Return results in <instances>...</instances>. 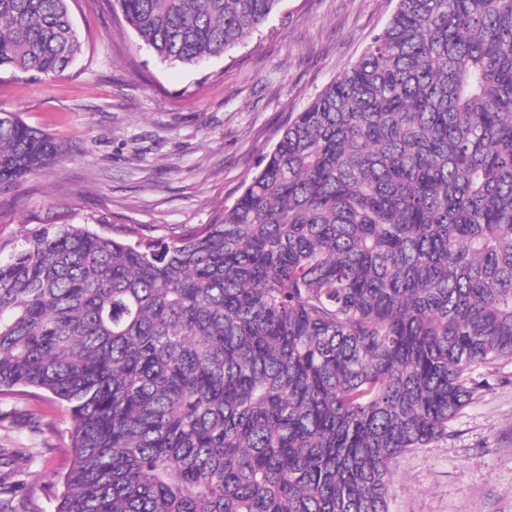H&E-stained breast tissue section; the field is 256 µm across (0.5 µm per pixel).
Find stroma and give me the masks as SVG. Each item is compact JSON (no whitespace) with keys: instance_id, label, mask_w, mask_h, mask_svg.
<instances>
[{"instance_id":"stroma-1","label":"stroma","mask_w":512,"mask_h":512,"mask_svg":"<svg viewBox=\"0 0 512 512\" xmlns=\"http://www.w3.org/2000/svg\"><path fill=\"white\" fill-rule=\"evenodd\" d=\"M397 0H281L257 31L198 66L159 62L111 0H72L85 42L60 76L0 73V113L63 142L49 169L0 193V236L48 212L101 214L161 236L232 205L289 119L357 61ZM486 387L446 437L400 456L388 512H512V361L472 367ZM72 415L40 392L0 394L10 512H55ZM22 448L26 457L15 456Z\"/></svg>"}]
</instances>
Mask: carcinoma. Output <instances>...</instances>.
Listing matches in <instances>:
<instances>
[{
    "instance_id": "carcinoma-1",
    "label": "carcinoma",
    "mask_w": 512,
    "mask_h": 512,
    "mask_svg": "<svg viewBox=\"0 0 512 512\" xmlns=\"http://www.w3.org/2000/svg\"><path fill=\"white\" fill-rule=\"evenodd\" d=\"M197 64L280 0H115ZM69 0H0V71L63 74ZM64 148L0 113V191ZM512 360V0H397L234 203L169 238L0 242V391L69 404L57 512H387L391 466Z\"/></svg>"
}]
</instances>
